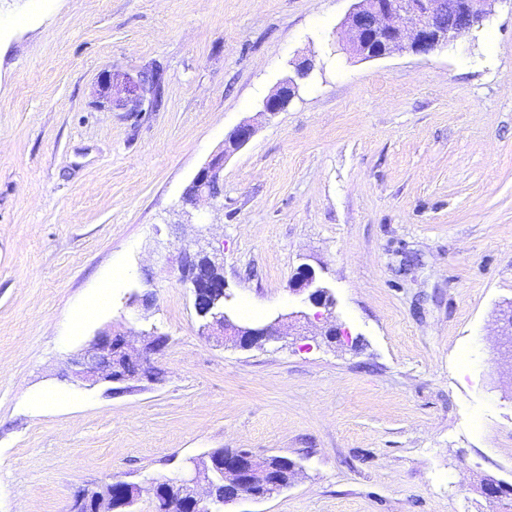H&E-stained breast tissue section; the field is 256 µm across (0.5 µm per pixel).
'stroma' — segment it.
Returning a JSON list of instances; mask_svg holds the SVG:
<instances>
[{
	"instance_id": "obj_1",
	"label": "stroma",
	"mask_w": 512,
	"mask_h": 512,
	"mask_svg": "<svg viewBox=\"0 0 512 512\" xmlns=\"http://www.w3.org/2000/svg\"><path fill=\"white\" fill-rule=\"evenodd\" d=\"M352 5L0 0V512L147 489L215 448L297 470L223 512H512V0L432 55L379 59L335 52ZM307 58L286 111L259 117ZM107 69L160 72L161 107L110 109ZM247 119L220 200L184 214ZM200 237L225 314L279 336H202L177 270ZM305 264L328 311L292 289ZM117 266L110 304L75 323ZM108 326L168 335L159 381H72ZM254 133V124L251 120H246L227 135L222 151L199 169L187 187L183 197L186 204H195L197 199L203 196L217 198L220 195L219 183L223 177L224 159L244 147Z\"/></svg>"
}]
</instances>
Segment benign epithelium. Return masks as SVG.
Instances as JSON below:
<instances>
[{"instance_id": "benign-epithelium-1", "label": "benign epithelium", "mask_w": 512, "mask_h": 512, "mask_svg": "<svg viewBox=\"0 0 512 512\" xmlns=\"http://www.w3.org/2000/svg\"><path fill=\"white\" fill-rule=\"evenodd\" d=\"M486 0H356L341 23L344 34L337 50L364 59H378L393 54L409 53L428 56L470 31L487 17ZM162 76L159 72H142L137 77L103 72L98 81V95L110 108L126 112L152 109L160 99ZM294 79L282 83L262 102L260 116H275L288 108L298 95ZM255 133L254 124L246 120L225 138L224 148L211 158L192 179L184 193V202L220 195L219 183L224 171V159L244 147ZM223 266L217 252L203 247L184 248L180 279L192 289L194 307L200 309L212 299L214 309L202 327L207 336H222L231 332L246 346L255 340L279 335L278 329L267 324L239 327L224 316V277L213 281L200 279L208 265ZM148 337L140 350L133 348L127 334L112 328L98 331L89 344L73 359L74 380L89 386L106 385L108 390L124 392L156 382L159 369L154 355L168 344V335L157 330L141 331ZM208 456L189 457L180 474L171 479L152 482L155 508L163 512H211L214 503L206 478ZM287 460L270 464L245 450L224 452V479L235 487L233 499H264L285 487L281 467ZM141 488L122 480L104 481L91 489L78 491L69 512H78L83 502L92 503L94 512H131L140 497Z\"/></svg>"}]
</instances>
